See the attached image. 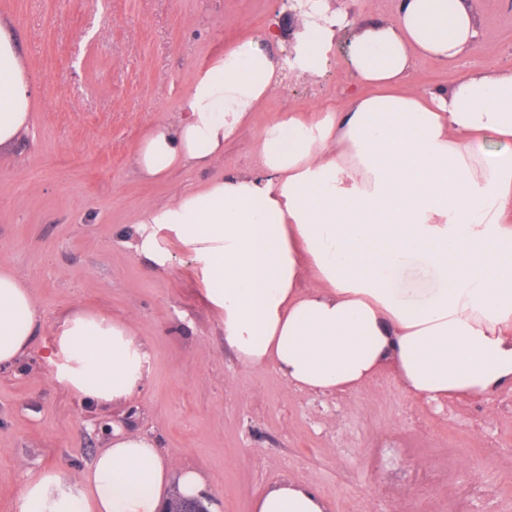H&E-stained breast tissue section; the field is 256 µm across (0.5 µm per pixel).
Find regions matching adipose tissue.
Instances as JSON below:
<instances>
[{
  "label": "adipose tissue",
  "instance_id": "ef3b65f1",
  "mask_svg": "<svg viewBox=\"0 0 512 512\" xmlns=\"http://www.w3.org/2000/svg\"><path fill=\"white\" fill-rule=\"evenodd\" d=\"M298 17L297 76H320L349 28V62L369 92L342 112L266 125L257 167L144 210L130 248L166 271L178 243L225 347L250 367L274 363L289 386L353 390L389 361L415 396L492 395L512 384V70L468 68L447 92L410 83L420 59L453 61L483 38L469 0H399L391 20L305 0ZM281 82L259 42L225 49L140 142L139 171L161 179L213 164ZM32 100L0 23V148L29 129ZM491 136L499 152L486 149ZM38 317L26 280L0 269V369L26 354ZM47 359L59 384L102 406L130 400L150 371L131 322L84 310L63 319ZM174 484L204 493L196 472L173 475L153 439L116 425L80 476L28 471L16 512H160ZM254 512L329 505L283 482Z\"/></svg>",
  "mask_w": 512,
  "mask_h": 512
}]
</instances>
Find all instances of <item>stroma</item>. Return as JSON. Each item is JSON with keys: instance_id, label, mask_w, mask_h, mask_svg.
<instances>
[{"instance_id": "stroma-1", "label": "stroma", "mask_w": 512, "mask_h": 512, "mask_svg": "<svg viewBox=\"0 0 512 512\" xmlns=\"http://www.w3.org/2000/svg\"><path fill=\"white\" fill-rule=\"evenodd\" d=\"M471 5L489 39L460 62H418L416 84L450 90L466 62L512 70V0ZM1 20L19 43L34 117L0 150V268L25 277L40 321L27 354L0 370V512H16L27 470L85 469L109 445L96 421L131 409L173 475L195 471L217 512H253L284 481L314 487L330 512L358 499L372 512H452V470L486 481L473 512H512V469L482 453L491 439L512 445L511 414L472 428L475 401L413 396L389 368L343 395L291 388L273 364L248 367L225 348L178 244L166 272L124 244L136 216L177 188L255 167L265 125L345 108L360 83L341 50L321 77L285 79L212 166L148 180L135 163L141 139L225 48L274 21L292 32L285 0H0ZM77 309L130 321L146 345L151 370L131 400L105 407L55 382L46 351ZM424 469L432 479L422 488Z\"/></svg>"}]
</instances>
